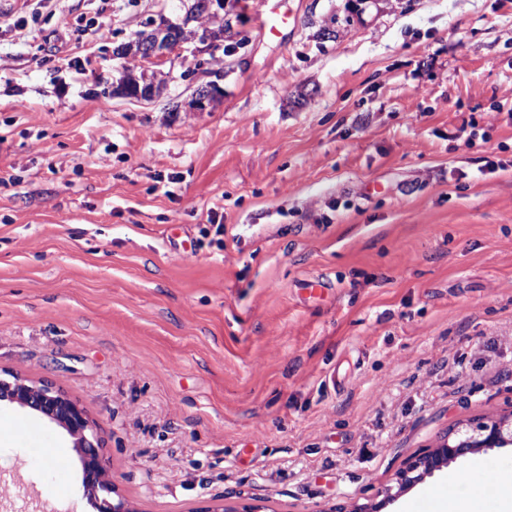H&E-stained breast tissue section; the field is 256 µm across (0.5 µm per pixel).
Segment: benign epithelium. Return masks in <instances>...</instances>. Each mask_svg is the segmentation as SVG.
<instances>
[{
	"instance_id": "1",
	"label": "benign epithelium",
	"mask_w": 512,
	"mask_h": 512,
	"mask_svg": "<svg viewBox=\"0 0 512 512\" xmlns=\"http://www.w3.org/2000/svg\"><path fill=\"white\" fill-rule=\"evenodd\" d=\"M195 14H186L182 23L152 22L135 36L112 51L115 59L134 57L139 62L141 80L131 84L122 75L114 93L131 99H152L162 89L163 82L149 76L155 67L165 64L173 55H180L184 45L193 44L194 56L211 55L224 47V34L198 24L200 17L217 16L224 27L232 20L224 12V0H196ZM197 70L209 77L198 85L188 103L189 110L203 112L213 105L221 94L218 80L224 78L221 71H206L203 63L196 62ZM17 407L37 416L50 425L61 429L70 438L82 467L84 496L96 512H133L112 481L107 465L103 440L96 421L86 407L71 398L60 386L45 380L33 379L9 369L0 371V405ZM512 447V413L485 421L458 424L448 430L436 445L409 462L397 478V490H387L382 500L369 507H355L337 512H383L400 494L408 491L425 477L448 467V464L469 453L487 448Z\"/></svg>"
}]
</instances>
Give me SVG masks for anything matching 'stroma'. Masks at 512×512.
<instances>
[{"mask_svg": "<svg viewBox=\"0 0 512 512\" xmlns=\"http://www.w3.org/2000/svg\"><path fill=\"white\" fill-rule=\"evenodd\" d=\"M246 2L222 97L176 113L197 77L115 97L112 49L191 0H0V368L85 405L135 512L371 505L512 412V0H290L275 38ZM19 471L0 512H95L4 405Z\"/></svg>", "mask_w": 512, "mask_h": 512, "instance_id": "stroma-1", "label": "stroma"}]
</instances>
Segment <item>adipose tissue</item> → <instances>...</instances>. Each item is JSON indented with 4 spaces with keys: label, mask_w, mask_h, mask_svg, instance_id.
<instances>
[{
    "label": "adipose tissue",
    "mask_w": 512,
    "mask_h": 512,
    "mask_svg": "<svg viewBox=\"0 0 512 512\" xmlns=\"http://www.w3.org/2000/svg\"><path fill=\"white\" fill-rule=\"evenodd\" d=\"M493 495L498 512H512V471L486 464L481 468L477 481L458 478L455 488L442 493L432 488L428 498L433 512H486V495Z\"/></svg>",
    "instance_id": "obj_1"
}]
</instances>
